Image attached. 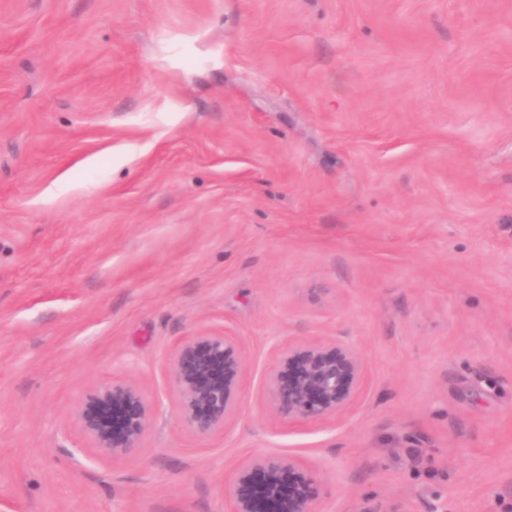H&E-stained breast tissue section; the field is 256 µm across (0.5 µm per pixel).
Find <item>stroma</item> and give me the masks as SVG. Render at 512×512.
<instances>
[{
    "mask_svg": "<svg viewBox=\"0 0 512 512\" xmlns=\"http://www.w3.org/2000/svg\"><path fill=\"white\" fill-rule=\"evenodd\" d=\"M237 337L198 436L168 363ZM367 367L287 425L288 342ZM140 387V447L77 420ZM301 456L320 512H512V0H0V512H225ZM177 413L197 435L224 430L238 414L246 362L234 336L183 339L169 360ZM151 416L152 406L140 388L122 382L85 394L78 412L86 438L112 457L126 456L140 446Z\"/></svg>",
    "mask_w": 512,
    "mask_h": 512,
    "instance_id": "1",
    "label": "stroma"
}]
</instances>
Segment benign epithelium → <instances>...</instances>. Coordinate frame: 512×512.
I'll return each instance as SVG.
<instances>
[{
  "mask_svg": "<svg viewBox=\"0 0 512 512\" xmlns=\"http://www.w3.org/2000/svg\"><path fill=\"white\" fill-rule=\"evenodd\" d=\"M177 413L197 435L224 429L238 414L246 362L234 336L183 339L169 360ZM364 358L335 340H296L282 351L266 386L272 410L288 422L338 418L358 400L366 381ZM152 406L129 383L99 386L85 394L78 419L96 448L114 457L140 446ZM228 512H319L324 491L298 455L252 456L235 470L224 490Z\"/></svg>",
  "mask_w": 512,
  "mask_h": 512,
  "instance_id": "benign-epithelium-1",
  "label": "benign epithelium"
}]
</instances>
